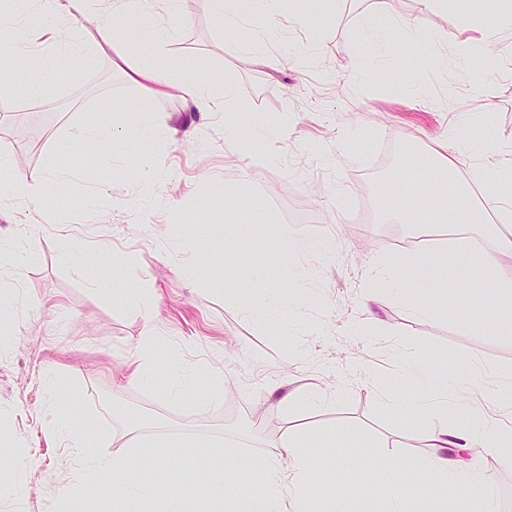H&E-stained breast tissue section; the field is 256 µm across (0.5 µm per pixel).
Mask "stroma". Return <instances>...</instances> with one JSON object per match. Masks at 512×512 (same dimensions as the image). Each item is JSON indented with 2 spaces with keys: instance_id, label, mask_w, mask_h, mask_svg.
<instances>
[{
  "instance_id": "1",
  "label": "stroma",
  "mask_w": 512,
  "mask_h": 512,
  "mask_svg": "<svg viewBox=\"0 0 512 512\" xmlns=\"http://www.w3.org/2000/svg\"><path fill=\"white\" fill-rule=\"evenodd\" d=\"M407 17L432 33L441 64H419L397 31ZM175 23L171 62L198 56L234 85L236 111L287 117L288 136L272 152L249 128L227 137L224 113L196 111L175 90L160 97L131 83L110 50L76 61L43 99L25 93L37 74L28 58L0 87V148L27 176H44L55 141L104 112L117 113L136 143L134 152L85 171L80 187L55 184L39 203L0 206V234L30 252L24 269L5 276L14 300L0 309V512H112L108 478L82 490L70 450L47 439L59 413L96 430L85 450L90 459L111 458L133 421L174 444L201 436L252 456L271 452L294 423L336 427L342 434L328 455L347 457L352 474L367 481L382 449L427 455V424L377 406L371 384L352 376V367L363 365L405 391L402 343L441 369L473 357L485 369L489 400L501 376L512 373V335L485 326L489 288L471 282L466 292L449 290L447 316L425 319L397 287L367 278L379 256L451 244L440 224L381 221L383 205H429L424 163L434 151L463 136L469 148L455 156L460 174L512 164V32L489 50L467 47L481 28L475 12H429L420 0H343L332 15L315 7L305 28L280 19L246 49L226 38L204 0H180ZM311 34L318 50L309 54L303 45ZM357 42L363 55L352 52ZM144 112L169 125L166 141L140 139ZM264 152L270 158L261 172L242 178L250 154ZM155 154L166 157V171L145 195L138 166ZM397 167L404 180L387 186ZM207 224L227 227L224 249L233 264L222 289L182 273L201 261L196 242ZM240 224L251 225L252 235H239ZM282 227L307 242V277L290 291L287 313L264 322L240 313L225 295L258 291L250 273L259 266L270 288L281 287L274 236ZM64 229L111 249L84 266L69 264L61 258ZM129 251L135 257L126 275L158 296L160 369L143 381L127 378L124 357L143 333L144 313L91 288ZM173 358L218 377H199L185 398H165L163 367ZM339 379L344 387L334 401L301 415L269 394L276 383L313 393ZM50 389L57 397L52 412ZM464 458L491 479L496 512H512V467L480 447ZM224 464L199 449L186 453L181 483L168 485L146 512H204V497L188 496L182 486L204 474L219 480Z\"/></svg>"
}]
</instances>
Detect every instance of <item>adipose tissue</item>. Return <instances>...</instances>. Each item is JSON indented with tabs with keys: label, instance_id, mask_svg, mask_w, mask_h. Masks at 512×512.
<instances>
[{
	"label": "adipose tissue",
	"instance_id": "obj_1",
	"mask_svg": "<svg viewBox=\"0 0 512 512\" xmlns=\"http://www.w3.org/2000/svg\"><path fill=\"white\" fill-rule=\"evenodd\" d=\"M225 36L239 38L250 34L259 38L275 26L280 16L298 26L307 22L308 0H205ZM177 0H0V76H5L26 55L38 57L40 78L26 87L31 97H39L46 80L67 70L78 56L89 57L115 44H124L139 52V62L129 75L131 82L164 94L171 87L170 60L167 46L173 30L156 31L151 40L142 32L148 22L147 12L156 6L175 13ZM52 16V27L32 25V18ZM92 22L94 37L62 44L58 23L69 26ZM183 78L181 97L203 112L231 111L235 101L232 84L217 73L204 71L198 58L181 61ZM131 151L132 141L114 119L83 125L72 135L55 143L46 162V175L36 179L18 167L14 157L0 151V203L34 202L46 197L53 182H73L76 171L59 165L61 156L79 153L81 167H103L115 149ZM405 374L416 385L414 391L399 395L391 391L377 393V404L404 420L428 417V445L432 452L424 458L405 456L395 463L403 481L384 485L379 492L383 505L379 512H408L407 504L418 501L422 512H460L468 503L477 504L480 512H489L490 484L485 475L462 466L451 454L455 448L486 444L503 463H512V423H502L488 410L467 411V425L449 430L446 376L429 369L424 359L413 351L402 355ZM335 433L324 435L291 431L284 435L275 452L251 459L259 476L258 484L244 488L236 468L224 474V490L208 501L207 512H319L315 508L317 449L335 442ZM168 440L158 434L137 435L132 451L101 460L86 467L85 476L97 481L103 473L112 475V501L120 504L153 496L154 473L169 463ZM151 450L152 469L138 468L144 450Z\"/></svg>",
	"mask_w": 512,
	"mask_h": 512
}]
</instances>
